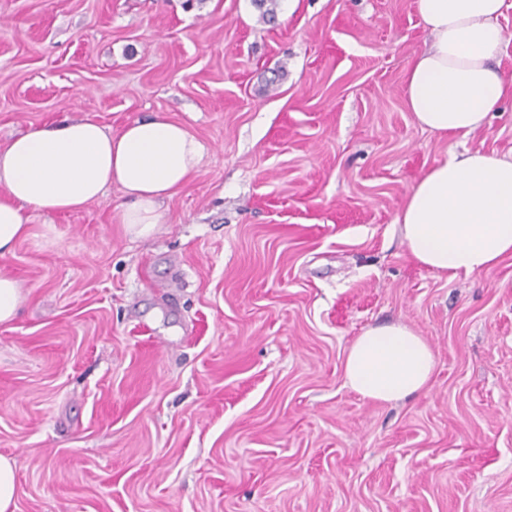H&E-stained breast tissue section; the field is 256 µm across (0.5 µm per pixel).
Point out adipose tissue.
I'll return each instance as SVG.
<instances>
[{
    "instance_id": "ef3b65f1",
    "label": "adipose tissue",
    "mask_w": 512,
    "mask_h": 512,
    "mask_svg": "<svg viewBox=\"0 0 512 512\" xmlns=\"http://www.w3.org/2000/svg\"><path fill=\"white\" fill-rule=\"evenodd\" d=\"M505 0H415L432 36L405 72L407 104L432 132L468 137L497 111L508 87L494 68L505 45ZM205 148L184 125L156 114L110 132L89 119L30 128L0 149V257L27 234L33 214L77 212L119 185L127 233L146 238L161 206L197 174ZM412 258L441 273L471 275L512 256V161L464 150L428 168L397 219ZM430 344L407 325L370 327L350 344L345 384L397 403L424 391Z\"/></svg>"
}]
</instances>
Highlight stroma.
I'll list each match as a JSON object with an SVG mask.
<instances>
[{
  "instance_id": "obj_1",
  "label": "stroma",
  "mask_w": 512,
  "mask_h": 512,
  "mask_svg": "<svg viewBox=\"0 0 512 512\" xmlns=\"http://www.w3.org/2000/svg\"><path fill=\"white\" fill-rule=\"evenodd\" d=\"M414 0H0V147L155 113L198 173L129 237L108 188L0 258V455L15 512H512V258L448 277L395 222L433 164L512 160V92L466 138L422 130ZM431 345L428 388L346 387L365 329ZM21 289L8 275L0 274V324L11 322L18 314Z\"/></svg>"
}]
</instances>
